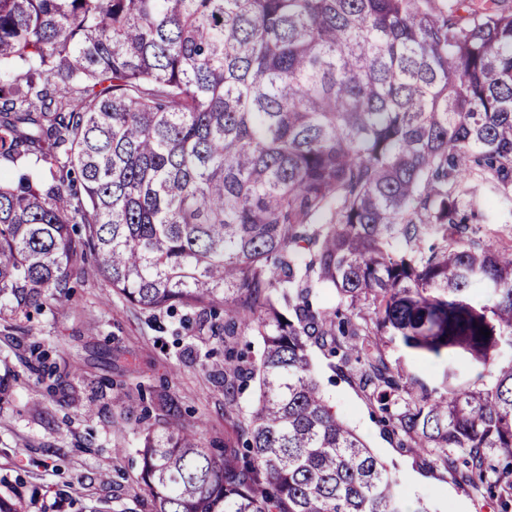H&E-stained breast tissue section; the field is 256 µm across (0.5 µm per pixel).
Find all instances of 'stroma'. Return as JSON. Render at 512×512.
Masks as SVG:
<instances>
[{
	"instance_id": "35a3bbf8",
	"label": "stroma",
	"mask_w": 512,
	"mask_h": 512,
	"mask_svg": "<svg viewBox=\"0 0 512 512\" xmlns=\"http://www.w3.org/2000/svg\"><path fill=\"white\" fill-rule=\"evenodd\" d=\"M34 342L49 351L50 382L13 358ZM312 357L337 413L399 475L410 500L428 512H500L496 500L477 496L430 455L400 447L354 369L337 367L319 348ZM223 364L217 340L174 336L167 319L133 309L107 281L79 280L70 301H47L12 341L0 338V375L12 384L0 405V495L22 494L26 512H84L96 499L130 512L144 429L197 421L205 444H234L233 421L256 395L248 389L227 397Z\"/></svg>"
}]
</instances>
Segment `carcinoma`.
Wrapping results in <instances>:
<instances>
[{
  "label": "carcinoma",
  "mask_w": 512,
  "mask_h": 512,
  "mask_svg": "<svg viewBox=\"0 0 512 512\" xmlns=\"http://www.w3.org/2000/svg\"><path fill=\"white\" fill-rule=\"evenodd\" d=\"M2 66L0 153L52 179L0 177V332L100 277L154 319L206 315L225 392L257 384L237 448L143 434L138 505L426 512L325 397L316 345L361 365L401 446L509 512L512 246L477 224L512 201V9L0 0ZM393 342L448 371L391 365Z\"/></svg>",
  "instance_id": "obj_1"
}]
</instances>
